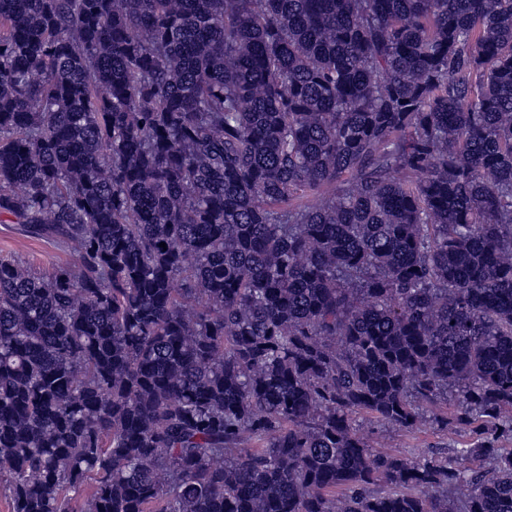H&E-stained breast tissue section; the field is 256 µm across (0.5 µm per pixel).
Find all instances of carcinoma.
Segmentation results:
<instances>
[{
	"label": "carcinoma",
	"instance_id": "cac0c4a2",
	"mask_svg": "<svg viewBox=\"0 0 512 512\" xmlns=\"http://www.w3.org/2000/svg\"><path fill=\"white\" fill-rule=\"evenodd\" d=\"M0 223L10 512H512V0H0ZM17 224L0 223V258H9L31 269L45 274L58 263H73L75 257L52 243L27 237ZM359 424L373 432L371 438L376 448L398 450L416 459L444 448H448V452L450 448H462L475 439V435L466 428L457 427L447 431L431 421L425 422L413 432H398L376 424L369 426L368 421L361 418Z\"/></svg>",
	"mask_w": 512,
	"mask_h": 512
}]
</instances>
